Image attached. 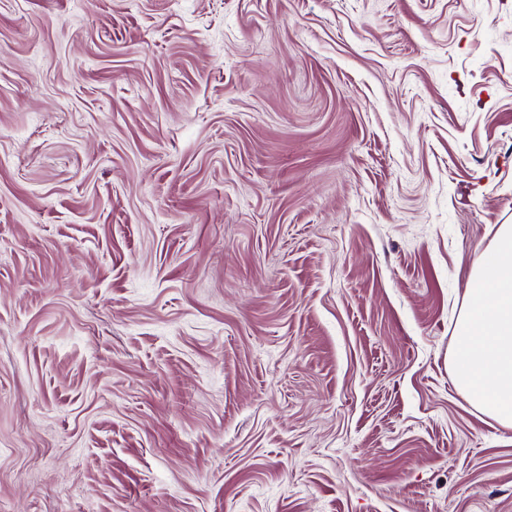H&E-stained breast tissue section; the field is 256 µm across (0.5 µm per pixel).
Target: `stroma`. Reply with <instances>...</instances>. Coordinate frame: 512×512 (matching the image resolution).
<instances>
[{
    "label": "stroma",
    "instance_id": "obj_1",
    "mask_svg": "<svg viewBox=\"0 0 512 512\" xmlns=\"http://www.w3.org/2000/svg\"><path fill=\"white\" fill-rule=\"evenodd\" d=\"M504 224L512 0H0V512H512ZM455 335L454 385L477 411L512 427L511 224L475 258Z\"/></svg>",
    "mask_w": 512,
    "mask_h": 512
}]
</instances>
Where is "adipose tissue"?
<instances>
[{
    "label": "adipose tissue",
    "instance_id": "1",
    "mask_svg": "<svg viewBox=\"0 0 512 512\" xmlns=\"http://www.w3.org/2000/svg\"><path fill=\"white\" fill-rule=\"evenodd\" d=\"M452 380L480 413L512 427V225L470 274L455 331Z\"/></svg>",
    "mask_w": 512,
    "mask_h": 512
}]
</instances>
